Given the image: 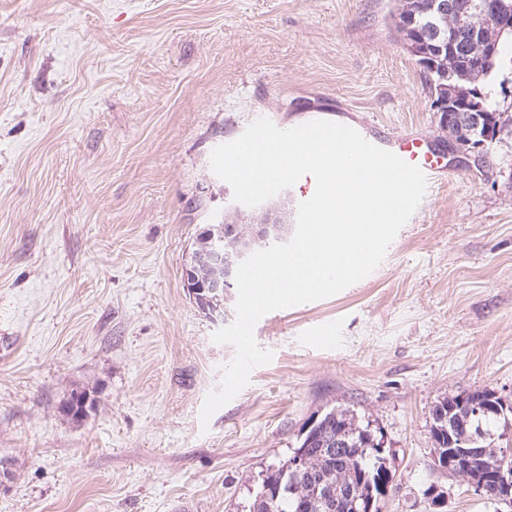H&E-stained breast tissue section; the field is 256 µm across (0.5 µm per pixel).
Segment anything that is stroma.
I'll list each match as a JSON object with an SVG mask.
<instances>
[{
  "label": "stroma",
  "instance_id": "stroma-1",
  "mask_svg": "<svg viewBox=\"0 0 512 512\" xmlns=\"http://www.w3.org/2000/svg\"><path fill=\"white\" fill-rule=\"evenodd\" d=\"M394 0H0V512H248L302 430L349 409L392 453L382 512H512L435 469L432 411L489 390L512 404V57L505 126L476 156L439 128ZM416 133L446 180L369 276L271 312L273 360L209 424L234 349L183 286L202 225L303 196L234 202L212 150L258 118ZM328 327L322 346L310 330ZM84 392L83 418L62 406Z\"/></svg>",
  "mask_w": 512,
  "mask_h": 512
}]
</instances>
